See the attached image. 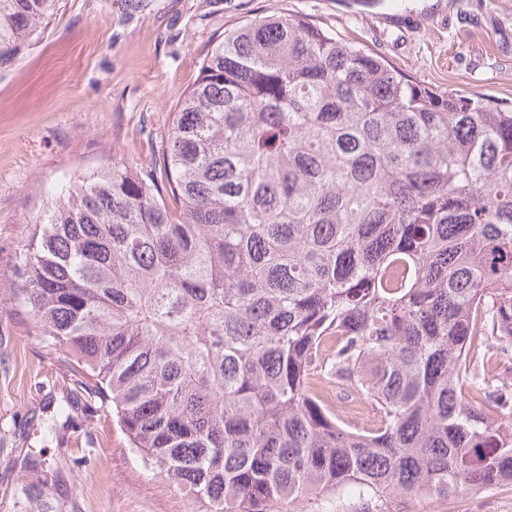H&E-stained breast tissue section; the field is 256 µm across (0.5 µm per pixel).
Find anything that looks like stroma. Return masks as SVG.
Segmentation results:
<instances>
[{"label":"stroma","mask_w":512,"mask_h":512,"mask_svg":"<svg viewBox=\"0 0 512 512\" xmlns=\"http://www.w3.org/2000/svg\"><path fill=\"white\" fill-rule=\"evenodd\" d=\"M309 15L417 82L512 105V0H59L0 61V512H188L131 451L111 407L74 383L11 292L25 227L51 190L113 158L149 165L219 34ZM68 417H57L61 403ZM393 512H512V482Z\"/></svg>","instance_id":"obj_1"}]
</instances>
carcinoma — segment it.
<instances>
[{"label":"carcinoma","mask_w":512,"mask_h":512,"mask_svg":"<svg viewBox=\"0 0 512 512\" xmlns=\"http://www.w3.org/2000/svg\"><path fill=\"white\" fill-rule=\"evenodd\" d=\"M58 0H0V58ZM17 304L190 512L512 482V109L437 92L302 15L203 61L151 163L79 175L30 222ZM351 388L358 428L314 388ZM489 375L486 378L489 380L492 387L490 390L500 386L502 383L510 385L512 389V354L503 355L500 350L498 357L492 359L491 366L489 367ZM335 391L336 399H334L333 403L330 404V406L335 410L337 414L340 415L341 418L352 420L350 418L351 415L349 414V408L355 405L358 407L359 411H361L362 418V420H356V424L359 423V426L370 427L376 423L378 417L375 411L370 406V404L355 399V395H350L349 393L343 391L342 389L337 388Z\"/></svg>","instance_id":"1"}]
</instances>
